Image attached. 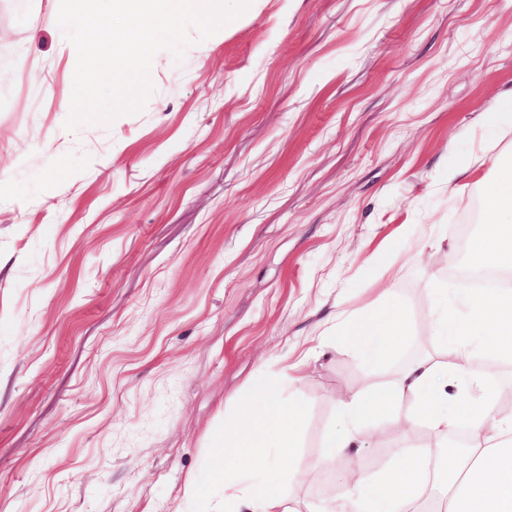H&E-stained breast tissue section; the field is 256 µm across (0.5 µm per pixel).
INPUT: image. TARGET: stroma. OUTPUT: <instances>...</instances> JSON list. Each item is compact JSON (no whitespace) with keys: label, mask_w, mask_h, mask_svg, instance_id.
<instances>
[{"label":"stroma","mask_w":512,"mask_h":512,"mask_svg":"<svg viewBox=\"0 0 512 512\" xmlns=\"http://www.w3.org/2000/svg\"><path fill=\"white\" fill-rule=\"evenodd\" d=\"M58 9L0 0V512H208L241 399L302 401L312 460L341 396L437 352L428 289L465 294L457 227L512 169V0H252L73 132ZM383 288L402 349L338 351Z\"/></svg>","instance_id":"35a3bbf8"}]
</instances>
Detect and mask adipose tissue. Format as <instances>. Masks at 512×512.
Segmentation results:
<instances>
[{
  "mask_svg": "<svg viewBox=\"0 0 512 512\" xmlns=\"http://www.w3.org/2000/svg\"><path fill=\"white\" fill-rule=\"evenodd\" d=\"M485 208L492 217L468 249L477 266L499 275L503 284L469 293L465 316L442 313L433 326L438 354L407 362L392 384L375 383L347 395L342 419L324 439L319 460L302 464L296 454L298 429L306 410L272 393L244 401L237 425L216 443L229 471L224 475V512H295L280 488L289 474L309 477L336 458L357 457L382 438L390 420L393 464L367 477L355 467L339 470L342 494L320 512H423L430 488L444 485L442 512H512V413L489 417L486 406L497 392L496 370L476 372L479 359L512 361V176L491 186ZM408 333L404 305L389 299L384 307L339 328L344 349L372 362L394 354ZM411 400L402 410L403 400ZM431 443L409 447L416 427ZM466 429L460 452L448 451L446 436Z\"/></svg>",
  "mask_w": 512,
  "mask_h": 512,
  "instance_id": "obj_1",
  "label": "adipose tissue"
}]
</instances>
